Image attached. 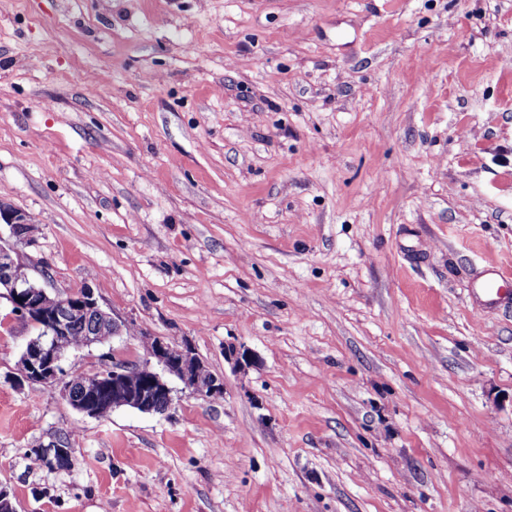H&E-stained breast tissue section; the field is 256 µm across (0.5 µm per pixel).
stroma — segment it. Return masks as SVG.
Instances as JSON below:
<instances>
[{
  "label": "stroma",
  "mask_w": 512,
  "mask_h": 512,
  "mask_svg": "<svg viewBox=\"0 0 512 512\" xmlns=\"http://www.w3.org/2000/svg\"><path fill=\"white\" fill-rule=\"evenodd\" d=\"M0 201L133 326L66 370L224 381L83 416L0 297L17 512H512V0H0Z\"/></svg>",
  "instance_id": "stroma-1"
}]
</instances>
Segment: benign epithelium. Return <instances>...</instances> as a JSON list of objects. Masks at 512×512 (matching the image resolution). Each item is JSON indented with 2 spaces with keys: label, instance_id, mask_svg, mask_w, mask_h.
<instances>
[{
  "label": "benign epithelium",
  "instance_id": "obj_1",
  "mask_svg": "<svg viewBox=\"0 0 512 512\" xmlns=\"http://www.w3.org/2000/svg\"><path fill=\"white\" fill-rule=\"evenodd\" d=\"M9 236L0 233V288L7 291L11 313L37 328L18 361L20 379L53 386L62 384V398L76 412L93 418L105 410L123 407L142 413L165 414L174 405V388L168 377L177 378L183 387L201 396L219 395L224 381L208 371L187 343H176L163 337L149 339V351L140 363L112 358V364L86 373V382L75 393L69 383L70 374L62 361L71 346L66 342L70 323L79 317L92 320L93 333L84 346L105 341V337L122 334L123 325L108 316L99 306L94 292L85 287L76 294L54 296L28 273L30 265L16 252L12 240L28 236L32 228L29 215L0 202V225ZM38 452L47 467L58 469V456L71 457L72 449L54 439Z\"/></svg>",
  "mask_w": 512,
  "mask_h": 512
}]
</instances>
